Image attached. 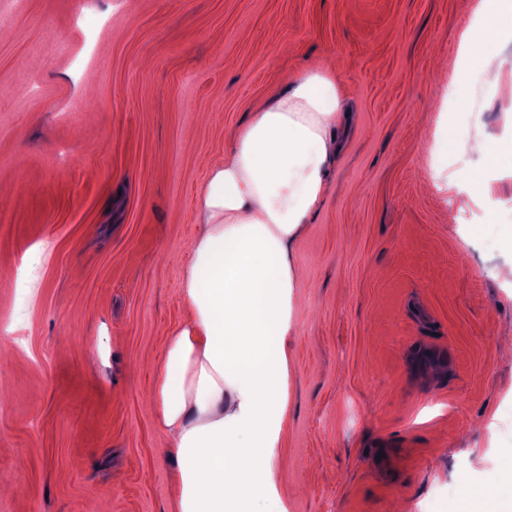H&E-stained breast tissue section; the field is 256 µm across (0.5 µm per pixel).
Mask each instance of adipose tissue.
Segmentation results:
<instances>
[{
	"mask_svg": "<svg viewBox=\"0 0 512 512\" xmlns=\"http://www.w3.org/2000/svg\"><path fill=\"white\" fill-rule=\"evenodd\" d=\"M479 13L458 51L496 87L487 33L512 29V0H482ZM351 122L335 68L310 71L255 106L209 176L181 285L188 315L151 395L176 462V512H247L256 497L287 512L267 451L288 418L284 340L299 282L288 246L325 195L335 130Z\"/></svg>",
	"mask_w": 512,
	"mask_h": 512,
	"instance_id": "obj_1",
	"label": "adipose tissue"
}]
</instances>
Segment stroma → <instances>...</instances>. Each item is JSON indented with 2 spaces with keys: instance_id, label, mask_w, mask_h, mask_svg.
<instances>
[{
  "instance_id": "35a3bbf8",
  "label": "stroma",
  "mask_w": 512,
  "mask_h": 512,
  "mask_svg": "<svg viewBox=\"0 0 512 512\" xmlns=\"http://www.w3.org/2000/svg\"><path fill=\"white\" fill-rule=\"evenodd\" d=\"M469 2L0 0V512H174L148 400L197 199L251 106L332 61L353 123L290 248L288 512L512 486V162L429 164L448 134L512 139V32L490 87L457 55ZM473 172L469 219L438 187Z\"/></svg>"
}]
</instances>
